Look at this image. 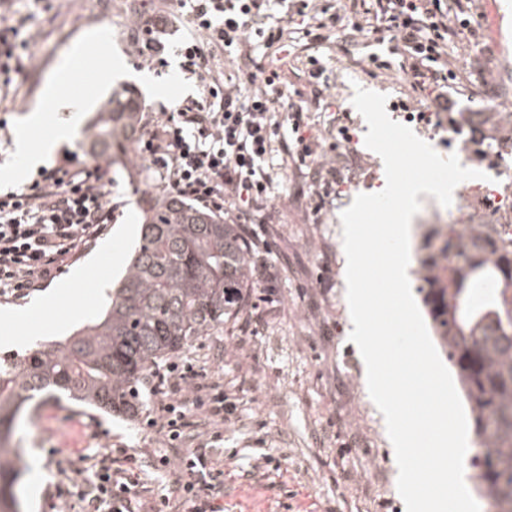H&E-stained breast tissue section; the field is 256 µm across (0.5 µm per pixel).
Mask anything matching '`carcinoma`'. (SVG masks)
<instances>
[{
  "label": "carcinoma",
  "mask_w": 512,
  "mask_h": 512,
  "mask_svg": "<svg viewBox=\"0 0 512 512\" xmlns=\"http://www.w3.org/2000/svg\"><path fill=\"white\" fill-rule=\"evenodd\" d=\"M140 105L112 94L89 135L96 160L134 138ZM491 225L435 224L421 259L424 305L470 406L483 451L476 490L512 512V239L486 246ZM248 253L236 225L179 197L153 201L110 305L94 323L48 347L0 361V512H15L17 450L8 441L24 404L42 394L131 420L143 411L139 384L191 347L243 297Z\"/></svg>",
  "instance_id": "cac0c4a2"
}]
</instances>
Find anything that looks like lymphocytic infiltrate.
Instances as JSON below:
<instances>
[{"instance_id":"1","label":"lymphocytic infiltrate","mask_w":512,"mask_h":512,"mask_svg":"<svg viewBox=\"0 0 512 512\" xmlns=\"http://www.w3.org/2000/svg\"><path fill=\"white\" fill-rule=\"evenodd\" d=\"M196 36L182 49L184 66L204 84L202 100L160 112L141 153L158 171L166 193L223 215L228 224H261L274 178L265 167L276 150L290 156L296 177L319 185L325 163L308 135L307 114L294 101L280 71L257 65L235 79L211 76L217 53L250 60L251 37L264 48L288 50V32L312 42L324 31L350 29L376 41L394 42L412 89L447 111L457 90L448 67V47L472 32L480 18L463 0H368L364 21L334 11L331 0H179ZM281 6L274 14L273 6ZM108 168H88L67 157L44 169L34 188L0 192V296L21 297L52 282L64 263L91 244L118 209L106 189ZM193 375L171 364L155 371L150 392L160 399L162 430L178 444L190 426L178 392ZM223 435L187 449L181 458L179 491L190 512H224ZM167 456L145 458L117 449L93 464L78 512H137L145 468L167 471Z\"/></svg>"}]
</instances>
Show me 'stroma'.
Segmentation results:
<instances>
[{
	"instance_id": "obj_1",
	"label": "stroma",
	"mask_w": 512,
	"mask_h": 512,
	"mask_svg": "<svg viewBox=\"0 0 512 512\" xmlns=\"http://www.w3.org/2000/svg\"><path fill=\"white\" fill-rule=\"evenodd\" d=\"M176 0H0V17L12 18L30 38L36 62L28 77L14 81L0 98V169L15 162L14 137L27 111L42 109L46 127L68 122L70 114L48 101L62 62L93 37H104L112 51V71L99 95L83 106L73 137L47 156L52 166L66 154L91 163L88 129L114 91L132 89L142 102L140 130L156 113L200 100L202 84L183 67L180 49L190 35L176 21ZM483 14L479 28L448 50V66L461 87V112H504L512 106V0H473ZM152 15L151 59L136 26ZM307 40L290 44L284 67L289 91L301 92L317 152L348 191L331 194L317 206L302 180L278 178L267 202L266 223L251 230L267 250L249 256L250 268L267 266L266 279L249 278L247 295L223 327L179 353L177 362L205 373L206 384L224 390L233 411L224 420V450L234 453L224 470V512H405L397 490L398 467L386 425L364 383L361 354L349 335L346 256L341 213L361 193H375L385 182L383 161L365 144L355 151L332 146L328 134L335 113L322 98L335 101L357 137L369 127L352 104L356 88L386 94L392 120L404 122L406 110L430 111L431 101L413 93L401 58L391 43L362 35L340 36L318 51L324 68L320 87L310 86L304 62ZM388 61L373 71L370 56ZM139 140L126 146L122 162L108 177L119 209L94 243L70 258L63 274L88 261L111 258L106 275L124 272L143 222L148 201L162 196L158 175L139 153ZM412 219L408 277L415 300H422L420 261L423 237L437 205L428 194ZM83 298L42 313L39 337L25 325L0 324V357L23 351L34 341L57 342L87 324ZM162 414L147 396L138 420L109 415L72 401L43 398L36 419L20 416L12 445L19 450L21 477L14 487L17 512H54L60 501L77 500L92 478L91 461L112 448L168 456L178 461L185 445H170L161 431Z\"/></svg>"
}]
</instances>
